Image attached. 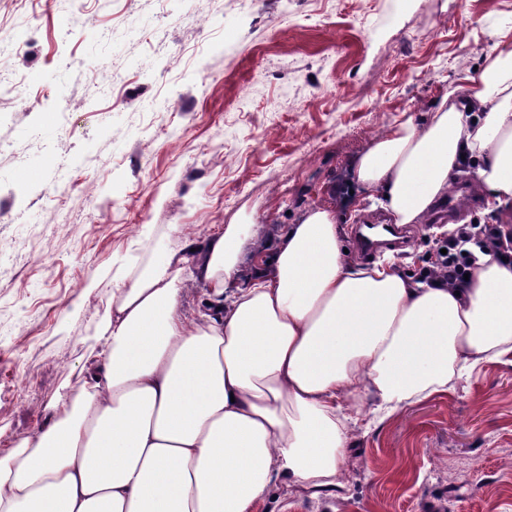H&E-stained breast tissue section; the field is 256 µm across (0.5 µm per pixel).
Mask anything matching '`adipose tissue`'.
I'll return each instance as SVG.
<instances>
[{"label": "adipose tissue", "instance_id": "adipose-tissue-1", "mask_svg": "<svg viewBox=\"0 0 512 512\" xmlns=\"http://www.w3.org/2000/svg\"><path fill=\"white\" fill-rule=\"evenodd\" d=\"M465 157L512 203V37L425 125L373 139L353 180L416 224ZM263 238L230 224L121 279L78 392L0 452V512H250L281 480L331 493L361 392L390 415L512 357V260L480 256L460 290L354 267L325 207Z\"/></svg>", "mask_w": 512, "mask_h": 512}]
</instances>
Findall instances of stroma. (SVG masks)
<instances>
[{"label": "stroma", "instance_id": "obj_1", "mask_svg": "<svg viewBox=\"0 0 512 512\" xmlns=\"http://www.w3.org/2000/svg\"><path fill=\"white\" fill-rule=\"evenodd\" d=\"M512 32V0H0V437L76 391L118 293L211 225L265 238L337 196L372 140L424 122ZM394 257L418 277L442 229ZM336 493L275 486L251 512H512V364L372 424Z\"/></svg>", "mask_w": 512, "mask_h": 512}]
</instances>
